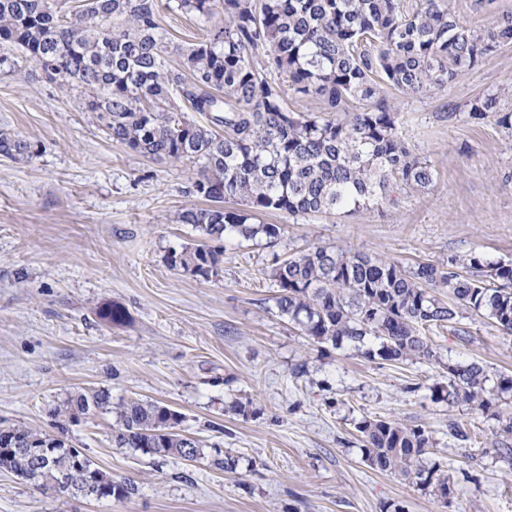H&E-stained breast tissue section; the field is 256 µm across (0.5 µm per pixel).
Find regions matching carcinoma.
<instances>
[{
	"instance_id": "1",
	"label": "carcinoma",
	"mask_w": 512,
	"mask_h": 512,
	"mask_svg": "<svg viewBox=\"0 0 512 512\" xmlns=\"http://www.w3.org/2000/svg\"><path fill=\"white\" fill-rule=\"evenodd\" d=\"M222 2L224 22L192 43L171 47L160 12L180 10L210 21ZM0 0V64L14 50L47 79L75 91L109 139L157 160L199 166L190 192L208 201L178 215L203 241L169 256L185 274L218 275L221 241L263 239L274 246L282 227L265 214L356 212L393 205L395 194L435 183L430 162L402 137L397 112L383 96L389 87L406 97L431 95L467 75L512 43V15L486 28L471 27L444 0ZM180 61L167 62L169 51ZM319 99L316 112L294 114L285 89ZM350 99L362 103L346 108ZM190 112L208 113L199 124ZM468 116L489 117L512 140V108L498 91L470 102ZM0 155L23 161L32 145L0 131ZM279 313L315 344L373 342L364 355L382 361L432 362L438 356L423 331L452 322L465 309L512 335V264L477 255L407 270L361 251L313 247L271 270ZM448 289L444 299L441 289ZM112 324L122 307L98 308ZM448 404H465L499 423L489 449L512 458V416L496 400L512 392V376L491 378L473 360L444 365ZM112 411L109 392L76 390L52 417L76 419L91 410ZM112 445L155 459L195 461L198 440L175 431L180 413L155 401L130 399L117 407ZM362 459L381 472H398L420 490L449 503L454 481L430 460L435 440L419 425L390 419L357 423ZM9 439L25 445L50 433L10 426ZM0 470L33 482L65 481L72 494L97 482L106 499H127L130 481H116L79 448H49V461L18 449L0 455Z\"/></svg>"
}]
</instances>
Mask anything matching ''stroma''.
<instances>
[{
  "mask_svg": "<svg viewBox=\"0 0 512 512\" xmlns=\"http://www.w3.org/2000/svg\"><path fill=\"white\" fill-rule=\"evenodd\" d=\"M467 24L512 14V0H446ZM512 88V45L431 96L394 97L405 141L432 164L431 189L398 206L349 214L266 215L282 227L275 246L225 243L218 276L169 266L199 243L176 221L196 204L195 164L158 161L108 139L74 95L34 63L0 70V130L33 157L0 155V426L53 428L52 409L77 388L105 389L113 403L156 400L182 414L203 448L237 457L156 460L112 445L116 416L91 412L67 425L70 446L115 480L124 500L59 494L0 472V512H512V465L482 448L495 419L434 394L442 362L478 360L512 374V336L463 313L430 331L438 362L370 359L354 344L312 343L280 315L275 259L315 246L360 250L409 266L475 253L512 263V142L468 105ZM121 305L125 322L97 307ZM392 419L431 431L433 458L455 482L450 504L401 474L361 459L356 425ZM465 427L462 442L449 423Z\"/></svg>",
  "mask_w": 512,
  "mask_h": 512,
  "instance_id": "stroma-1",
  "label": "stroma"
}]
</instances>
